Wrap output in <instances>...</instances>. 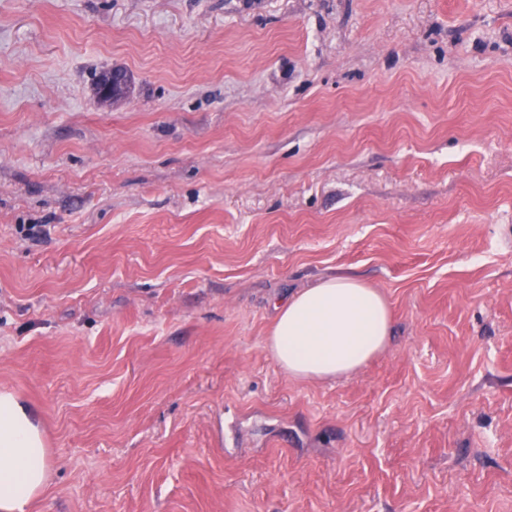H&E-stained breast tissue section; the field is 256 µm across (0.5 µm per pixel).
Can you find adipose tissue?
Segmentation results:
<instances>
[{
	"label": "adipose tissue",
	"instance_id": "ef3b65f1",
	"mask_svg": "<svg viewBox=\"0 0 512 512\" xmlns=\"http://www.w3.org/2000/svg\"><path fill=\"white\" fill-rule=\"evenodd\" d=\"M269 346L297 379L336 378L362 368L391 334L388 302L350 276H335L275 305ZM50 456L35 409L10 390L0 391V512H29L42 493Z\"/></svg>",
	"mask_w": 512,
	"mask_h": 512
}]
</instances>
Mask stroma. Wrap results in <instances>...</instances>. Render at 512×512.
I'll use <instances>...</instances> for the list:
<instances>
[{
	"label": "stroma",
	"instance_id": "obj_1",
	"mask_svg": "<svg viewBox=\"0 0 512 512\" xmlns=\"http://www.w3.org/2000/svg\"><path fill=\"white\" fill-rule=\"evenodd\" d=\"M336 274L390 341L293 379ZM2 389L32 512H512V0H0ZM269 346L297 379L336 378L362 368L391 334L388 302L350 276L322 280L275 304ZM50 456L37 412L15 391H0V511L29 512L42 493Z\"/></svg>",
	"mask_w": 512,
	"mask_h": 512
}]
</instances>
